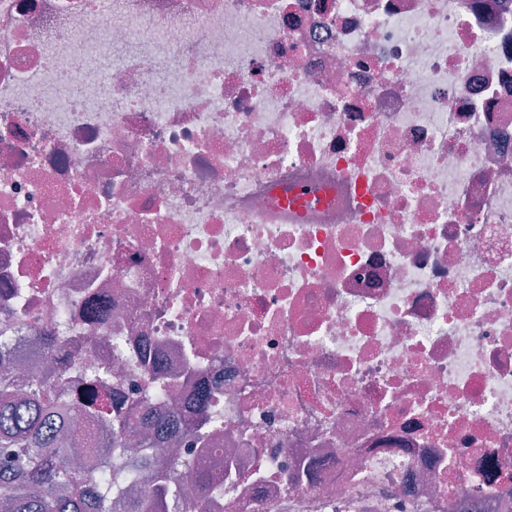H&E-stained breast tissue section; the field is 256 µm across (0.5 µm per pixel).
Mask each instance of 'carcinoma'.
I'll return each mask as SVG.
<instances>
[{
  "instance_id": "carcinoma-1",
  "label": "carcinoma",
  "mask_w": 512,
  "mask_h": 512,
  "mask_svg": "<svg viewBox=\"0 0 512 512\" xmlns=\"http://www.w3.org/2000/svg\"><path fill=\"white\" fill-rule=\"evenodd\" d=\"M120 379L51 326L25 354L0 337V512H208L191 458L147 449L201 442L210 396L183 407L166 386L123 395ZM88 418L103 437L77 436Z\"/></svg>"
}]
</instances>
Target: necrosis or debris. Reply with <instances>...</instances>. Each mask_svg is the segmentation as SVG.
Here are the masks:
<instances>
[{"label":"necrosis or debris","instance_id":"1","mask_svg":"<svg viewBox=\"0 0 512 512\" xmlns=\"http://www.w3.org/2000/svg\"><path fill=\"white\" fill-rule=\"evenodd\" d=\"M0 303L210 512H512V0H0Z\"/></svg>","mask_w":512,"mask_h":512}]
</instances>
